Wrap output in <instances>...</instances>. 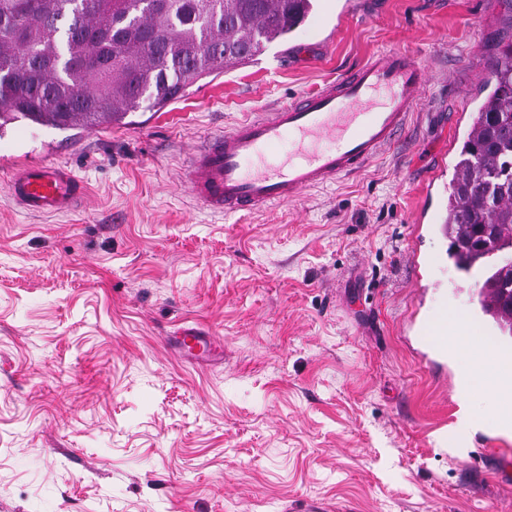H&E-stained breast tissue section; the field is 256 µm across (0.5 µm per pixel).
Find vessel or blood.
Instances as JSON below:
<instances>
[{"mask_svg": "<svg viewBox=\"0 0 512 512\" xmlns=\"http://www.w3.org/2000/svg\"><path fill=\"white\" fill-rule=\"evenodd\" d=\"M426 73L409 53L393 49L368 59L353 73L278 107L239 122L193 149L181 180L203 207L221 214L252 212L298 200L305 192L360 171L391 144L422 103ZM10 195L32 215L66 213L86 187L68 166L24 164L10 179ZM421 346L454 354L460 333L447 317L419 321ZM469 340L475 366L492 368L502 411L497 433L512 432V346L487 349L477 331ZM172 342L189 362L204 367L220 345L199 329L177 331Z\"/></svg>", "mask_w": 512, "mask_h": 512, "instance_id": "vessel-or-blood-1", "label": "vessel or blood"}]
</instances>
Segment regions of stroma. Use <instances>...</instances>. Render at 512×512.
I'll use <instances>...</instances> for the list:
<instances>
[{
	"label": "stroma",
	"mask_w": 512,
	"mask_h": 512,
	"mask_svg": "<svg viewBox=\"0 0 512 512\" xmlns=\"http://www.w3.org/2000/svg\"><path fill=\"white\" fill-rule=\"evenodd\" d=\"M503 0H316L285 42L127 125L0 135V512H512L496 441L450 421L404 327L471 320L483 279L442 233ZM429 85L394 144L292 203L228 216L180 182L191 150L371 56ZM69 164L34 216L5 163ZM433 258L419 281L409 248ZM218 337L198 369L168 337Z\"/></svg>",
	"instance_id": "35a3bbf8"
}]
</instances>
